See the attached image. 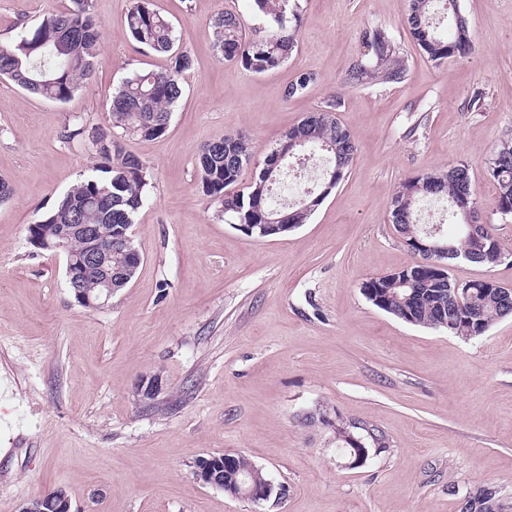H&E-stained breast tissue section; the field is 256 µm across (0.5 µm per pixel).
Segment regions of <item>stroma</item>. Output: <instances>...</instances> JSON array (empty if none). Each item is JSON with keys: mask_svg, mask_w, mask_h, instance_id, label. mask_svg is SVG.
<instances>
[{"mask_svg": "<svg viewBox=\"0 0 512 512\" xmlns=\"http://www.w3.org/2000/svg\"><path fill=\"white\" fill-rule=\"evenodd\" d=\"M298 3L297 48L255 74L217 59L210 25L227 11L254 32L251 0H154L194 64L167 134L122 141L150 166L153 188L132 227L143 263L102 309L76 302L63 257L35 249L27 228L102 163L89 141L68 139V125L108 127L113 89L169 60L127 36L133 0H91L101 54L69 101L0 79V177L11 187L0 203V371L16 380L0 395V512L59 486L76 512H459L470 489L512 497V316L462 339L407 324L362 291L416 260L390 221L399 183L457 163L510 259L457 260L449 273L512 286V219L498 213L487 174L493 148L512 136V0H459L472 50L440 63L402 25L409 0ZM70 5L0 0V47L19 24ZM369 26L395 35L402 82L349 85ZM306 72L315 82L286 99ZM333 98L358 150L308 223L269 237L225 223L199 183L201 147L250 136L245 188L285 132ZM151 377L162 388L141 400L136 388ZM320 406L380 427L388 448L346 466L331 428L301 422ZM225 453L262 468L280 499L258 505L200 483L197 461Z\"/></svg>", "mask_w": 512, "mask_h": 512, "instance_id": "obj_1", "label": "stroma"}]
</instances>
